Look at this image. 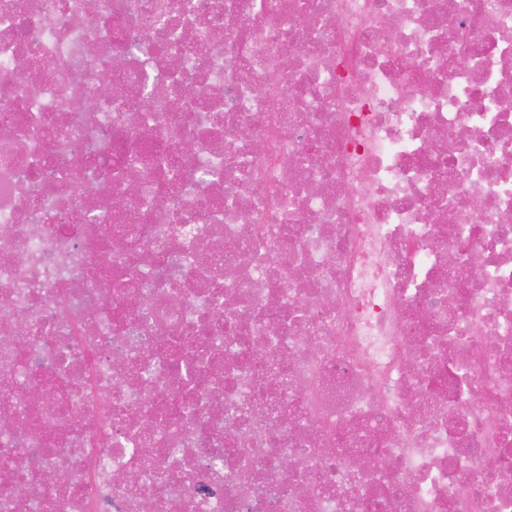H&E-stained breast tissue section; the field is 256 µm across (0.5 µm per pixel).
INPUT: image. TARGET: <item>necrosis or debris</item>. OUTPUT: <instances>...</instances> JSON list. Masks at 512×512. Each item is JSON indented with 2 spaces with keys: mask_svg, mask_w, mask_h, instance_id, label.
<instances>
[{
  "mask_svg": "<svg viewBox=\"0 0 512 512\" xmlns=\"http://www.w3.org/2000/svg\"><path fill=\"white\" fill-rule=\"evenodd\" d=\"M2 366L0 512H512V0H0Z\"/></svg>",
  "mask_w": 512,
  "mask_h": 512,
  "instance_id": "necrosis-or-debris-1",
  "label": "necrosis or debris"
}]
</instances>
